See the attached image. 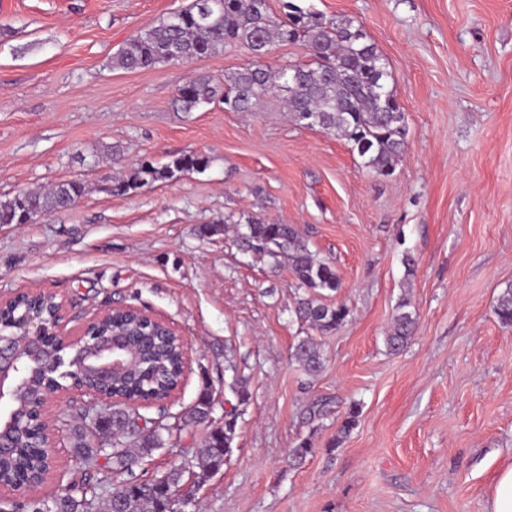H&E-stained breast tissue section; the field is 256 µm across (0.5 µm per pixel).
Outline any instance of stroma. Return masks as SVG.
Here are the masks:
<instances>
[{"mask_svg": "<svg viewBox=\"0 0 512 512\" xmlns=\"http://www.w3.org/2000/svg\"><path fill=\"white\" fill-rule=\"evenodd\" d=\"M191 2L0 0V199L86 185L71 208L0 224V293L47 288L76 314L136 306L192 341L189 380L163 412L180 415L206 387L216 423L234 406L240 417L224 466L185 475L197 501L186 512H491L512 466V326L494 313L512 283V0H304L363 26L388 64L406 123L388 177L270 96L249 115L219 100L179 108L181 86L223 83L251 62L246 48L115 67L131 37ZM188 153L206 155V170L108 190L139 160ZM252 218L297 225L341 281L324 301L350 316L321 336L317 377L290 357L310 329L288 265L239 248L234 224ZM404 300L417 327L394 354L385 336ZM205 436L168 443L135 476L168 470ZM306 437L313 455L290 466Z\"/></svg>", "mask_w": 512, "mask_h": 512, "instance_id": "obj_1", "label": "stroma"}]
</instances>
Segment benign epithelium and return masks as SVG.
Masks as SVG:
<instances>
[{
  "label": "benign epithelium",
  "instance_id": "obj_1",
  "mask_svg": "<svg viewBox=\"0 0 512 512\" xmlns=\"http://www.w3.org/2000/svg\"><path fill=\"white\" fill-rule=\"evenodd\" d=\"M54 297L56 293L44 288H20L8 294H0V311L11 307L8 326L0 327V453L10 448L16 430L26 427L34 413L48 421L50 406L70 395L83 401L85 409L96 415H114L135 412L154 406V401L142 397H114L112 386L127 377L142 358L138 344L127 333L103 332L95 326L103 317L116 311L108 308L93 313L72 329L67 325L74 320L65 300H59L55 316L47 318L28 306L18 303L19 296ZM133 311L161 325L177 338L182 354V378L164 400L168 405L176 401L191 372L192 347L177 326L168 318L133 306L121 307ZM68 346L76 350L69 363L59 366L76 368L67 382L46 388L33 403L19 399L21 390L31 385L32 372L25 361L58 356V348Z\"/></svg>",
  "mask_w": 512,
  "mask_h": 512
}]
</instances>
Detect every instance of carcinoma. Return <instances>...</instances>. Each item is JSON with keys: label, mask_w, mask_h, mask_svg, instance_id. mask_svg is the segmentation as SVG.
I'll list each match as a JSON object with an SVG mask.
<instances>
[{"label": "carcinoma", "mask_w": 512, "mask_h": 512, "mask_svg": "<svg viewBox=\"0 0 512 512\" xmlns=\"http://www.w3.org/2000/svg\"><path fill=\"white\" fill-rule=\"evenodd\" d=\"M281 8L282 18L276 20L270 15L268 0H193L189 9L134 35L115 65L142 70L162 63L187 64L227 47L242 46L253 55L252 62L225 77L222 87L205 76L186 82L178 91L184 110L189 112L219 97L226 111L252 112L264 97L273 94L292 121L346 139L366 168L379 176L391 175L405 147V113L397 94L387 88L390 73L376 45L351 19H327L295 0H281ZM280 42L300 43L309 55L292 83L293 65L271 70L264 64V57ZM208 164L209 158L199 153L163 165L144 159L129 177L111 180L110 192L127 195L179 173L203 171ZM85 191L82 182L69 180L45 192L24 191L0 199V224H23L66 209ZM245 228L239 236L241 249L274 266L288 262L298 288L315 293L335 292L341 287L334 267L313 258L294 225L249 220ZM408 306L406 301L398 305L386 336L387 348L394 353L408 344L416 326V315ZM494 312L502 324L512 326V284L499 293ZM296 313L309 327L327 335L347 321L350 310L344 304L328 305L309 295L298 299ZM120 328L140 335L149 348L143 361L150 370L129 377L120 389L162 394L178 378L176 344L144 327L136 317L124 319ZM291 358L311 377L324 366L321 343L313 336L298 340ZM234 384L238 405L225 413L222 426L208 432L202 448L185 456L180 465L141 481L109 480L98 464L101 449H112V472L133 474L134 468L168 439L211 425L212 392L203 388L196 401L172 422L163 417L146 418L140 426L134 415L124 414L102 425L87 413L80 415L68 428L70 446L79 460V478L50 500H31L32 512H185V505L177 499L184 473L194 468L203 474L214 472L231 453L238 406L249 400L247 381L238 376ZM356 418L357 411L350 410L337 430L334 446L347 437ZM31 443L28 432L15 434L12 448L0 454L1 481L23 485L37 476L43 449L33 448ZM313 452L311 440L303 438L289 450V462L299 465Z\"/></svg>", "instance_id": "carcinoma-1"}]
</instances>
